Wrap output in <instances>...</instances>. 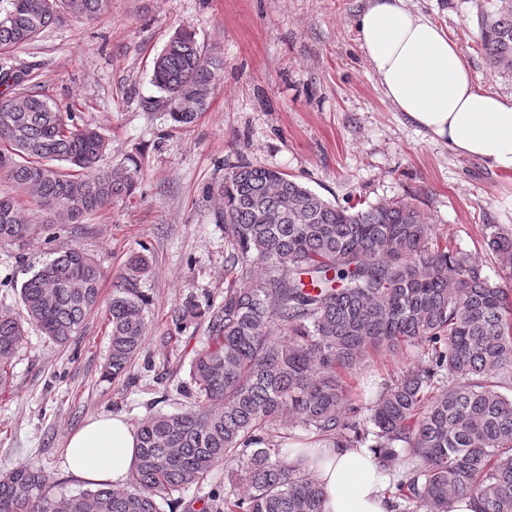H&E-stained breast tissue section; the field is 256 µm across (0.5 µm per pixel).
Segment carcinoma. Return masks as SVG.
<instances>
[{"mask_svg": "<svg viewBox=\"0 0 512 512\" xmlns=\"http://www.w3.org/2000/svg\"><path fill=\"white\" fill-rule=\"evenodd\" d=\"M481 42L490 66L512 72V0H488ZM112 0H0V51L41 36L67 14L93 21ZM224 61L176 31L154 58L152 80L179 128L205 111ZM31 71L0 67V175L32 207L0 193V247L25 249L56 224H81L131 196L142 164L112 162L110 139L28 86ZM224 224V300L190 294L171 314L176 328L204 325L190 363L189 410L156 413L136 426L138 455L127 486L57 497L27 465L0 476V512H161L221 463L233 499L211 496L200 512H322L324 494L299 456L273 432L299 427L323 442L371 449L392 470L404 512H512V289L469 254L433 246L431 218L396 202L335 205L279 169L241 161L208 191ZM486 245L512 262V234L486 225ZM148 258L131 255L107 303L104 375L127 374L145 341ZM107 273L71 248L22 284L24 314L0 310V393L31 325L60 346L81 334L101 305ZM425 345L421 361L363 407L342 373L372 352ZM448 379L440 395L438 383Z\"/></svg>", "mask_w": 512, "mask_h": 512, "instance_id": "cac0c4a2", "label": "carcinoma"}]
</instances>
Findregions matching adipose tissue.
<instances>
[{"mask_svg":"<svg viewBox=\"0 0 512 512\" xmlns=\"http://www.w3.org/2000/svg\"><path fill=\"white\" fill-rule=\"evenodd\" d=\"M358 41L386 98L413 125L459 156L512 174V96L476 78L447 32L409 0H368L357 22ZM137 434L118 416L90 419L67 444L78 477L123 486L137 455ZM316 475L324 512H392L390 481L366 447L317 449Z\"/></svg>","mask_w":512,"mask_h":512,"instance_id":"ef3b65f1","label":"adipose tissue"}]
</instances>
